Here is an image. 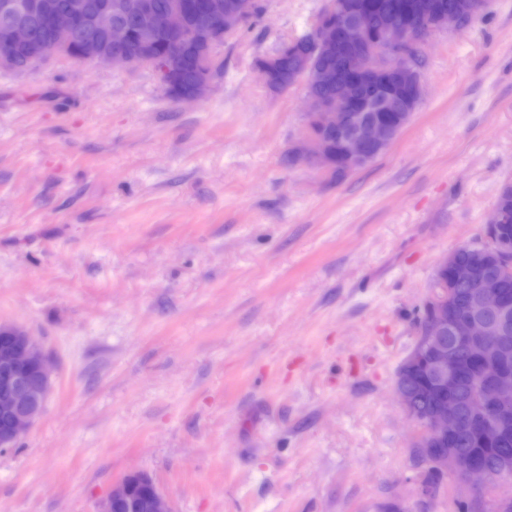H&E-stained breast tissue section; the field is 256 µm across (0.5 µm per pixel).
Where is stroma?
I'll return each instance as SVG.
<instances>
[{"label":"stroma","mask_w":512,"mask_h":512,"mask_svg":"<svg viewBox=\"0 0 512 512\" xmlns=\"http://www.w3.org/2000/svg\"><path fill=\"white\" fill-rule=\"evenodd\" d=\"M328 0H263L203 102L152 68L0 77V323L53 369L0 512H98L128 471L173 512H461L428 500L396 369L437 262L512 183V0L421 48L423 101L337 180L286 158L302 88L257 57Z\"/></svg>","instance_id":"1"}]
</instances>
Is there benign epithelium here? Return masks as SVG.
<instances>
[{
	"mask_svg": "<svg viewBox=\"0 0 512 512\" xmlns=\"http://www.w3.org/2000/svg\"><path fill=\"white\" fill-rule=\"evenodd\" d=\"M252 0H176L167 10L155 9L153 0H132L127 7L140 20L142 36L134 50L128 48L127 28L113 20L112 0H71L64 8L51 0H8L0 6V68L30 70L54 53H69L77 42L84 46L81 61L102 67L133 68L149 65L157 73L166 95L176 101L203 100L213 86L209 58L214 48L236 33L245 23ZM330 11L341 13L336 23L320 29L314 52L323 58L344 57L345 71L330 66L312 71L315 83L340 84L345 108L333 102L307 96L309 112L306 131L295 149L298 160L323 173L332 174L338 164L352 172L385 152L406 123V113L414 110L423 95L421 73L412 65L411 54L433 33L464 27V14L433 11L424 0H407L404 18L389 22L379 36L362 24V14L347 12L338 3ZM193 46L194 74L185 84L179 48ZM299 57V70L309 68L308 54L283 42L263 57L264 74L274 76L282 57ZM407 89L408 97L398 108H378L394 86ZM339 132L341 154H332L323 131ZM493 258L503 270L512 271V240L492 235L474 260L461 262L455 251L443 257L438 272L454 269L453 280L442 281L425 305L431 314L418 329L416 345L408 352L396 378L395 390L407 418L421 419L426 434L418 448L429 469L451 475L474 494L486 484L506 479L512 464L502 463L490 470L457 448H442L447 438L462 433L479 435L489 442L512 426V338L486 319L464 316L455 311L458 284L471 282L474 264ZM476 306L496 315L512 308L497 285L487 280L479 285ZM466 351L479 373L480 388L460 399L458 389L468 374L458 353ZM426 371L433 377V389L448 395L420 410L411 376ZM52 391L50 363L37 339L24 327L0 324V453L16 447L18 441L41 416ZM145 490L146 512H173L171 503L154 479L140 471L130 472L118 482L101 505L100 512H112V505L128 499L135 486Z\"/></svg>",
	"mask_w": 512,
	"mask_h": 512,
	"instance_id": "7a95c632",
	"label": "benign epithelium"
}]
</instances>
